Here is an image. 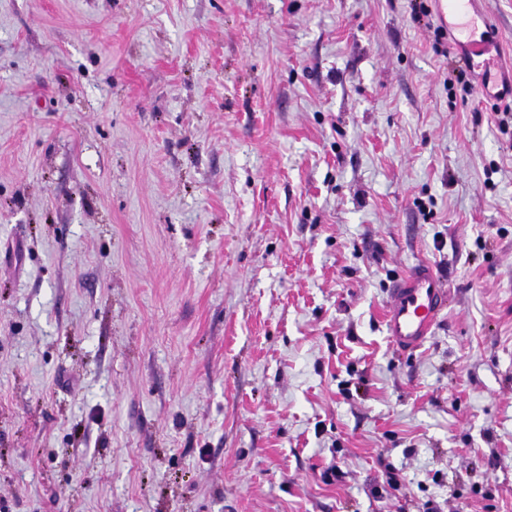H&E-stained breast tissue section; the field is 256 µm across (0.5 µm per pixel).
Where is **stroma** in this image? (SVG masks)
<instances>
[{
	"label": "stroma",
	"instance_id": "stroma-1",
	"mask_svg": "<svg viewBox=\"0 0 512 512\" xmlns=\"http://www.w3.org/2000/svg\"><path fill=\"white\" fill-rule=\"evenodd\" d=\"M439 26L0 0V512H512V128ZM421 261L448 311L401 355ZM444 279L428 262L415 264L393 280L388 288L383 323L394 348L409 353L433 334L448 307Z\"/></svg>",
	"mask_w": 512,
	"mask_h": 512
}]
</instances>
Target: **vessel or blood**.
I'll list each match as a JSON object with an SVG mask.
<instances>
[{"label":"vessel or blood","mask_w":512,"mask_h":512,"mask_svg":"<svg viewBox=\"0 0 512 512\" xmlns=\"http://www.w3.org/2000/svg\"><path fill=\"white\" fill-rule=\"evenodd\" d=\"M435 9L455 29L462 63L479 67L496 44L486 13L477 9L476 0H435ZM447 306L442 276L430 263L415 264L388 290L383 323L389 342L403 353L417 350L433 335Z\"/></svg>","instance_id":"b4317fda"}]
</instances>
